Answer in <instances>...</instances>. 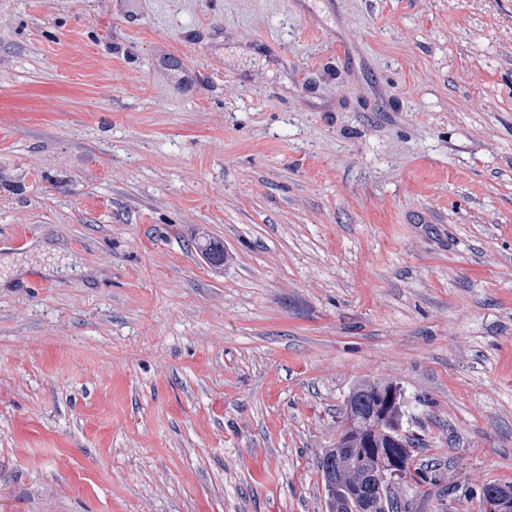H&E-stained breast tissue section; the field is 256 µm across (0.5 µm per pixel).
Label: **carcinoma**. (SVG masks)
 <instances>
[{"label":"carcinoma","instance_id":"obj_1","mask_svg":"<svg viewBox=\"0 0 512 512\" xmlns=\"http://www.w3.org/2000/svg\"><path fill=\"white\" fill-rule=\"evenodd\" d=\"M391 384L362 382L350 392L344 410H356L369 421L368 436L372 447H364V436L354 434L348 441L336 444L320 457L328 512H352L362 498L375 505V512H410V502H400L394 487L400 484L433 485L437 482L433 470L415 464L414 439L404 433L405 412L401 400L382 410L378 392ZM386 474L394 481L385 487L370 483L374 475ZM493 499L498 512H512V490L499 484L487 485L482 499Z\"/></svg>","mask_w":512,"mask_h":512}]
</instances>
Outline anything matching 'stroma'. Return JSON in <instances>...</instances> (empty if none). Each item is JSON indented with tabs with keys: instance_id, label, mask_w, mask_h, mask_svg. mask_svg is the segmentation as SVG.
Wrapping results in <instances>:
<instances>
[{
	"instance_id": "35a3bbf8",
	"label": "stroma",
	"mask_w": 512,
	"mask_h": 512,
	"mask_svg": "<svg viewBox=\"0 0 512 512\" xmlns=\"http://www.w3.org/2000/svg\"><path fill=\"white\" fill-rule=\"evenodd\" d=\"M361 381L512 485V0H0V512H326Z\"/></svg>"
}]
</instances>
